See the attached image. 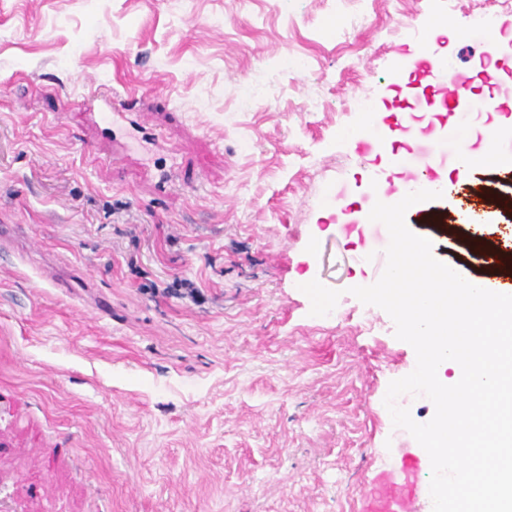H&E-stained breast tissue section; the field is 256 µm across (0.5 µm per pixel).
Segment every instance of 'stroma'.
<instances>
[{
	"instance_id": "35a3bbf8",
	"label": "stroma",
	"mask_w": 512,
	"mask_h": 512,
	"mask_svg": "<svg viewBox=\"0 0 512 512\" xmlns=\"http://www.w3.org/2000/svg\"><path fill=\"white\" fill-rule=\"evenodd\" d=\"M478 0H0V434L18 512H351L416 440L384 405L416 354L373 284L388 234L340 222L380 158L351 130ZM131 123L107 128L93 99ZM437 260L485 271L436 225ZM189 279L194 304L151 286ZM340 291L326 316L302 284Z\"/></svg>"
}]
</instances>
